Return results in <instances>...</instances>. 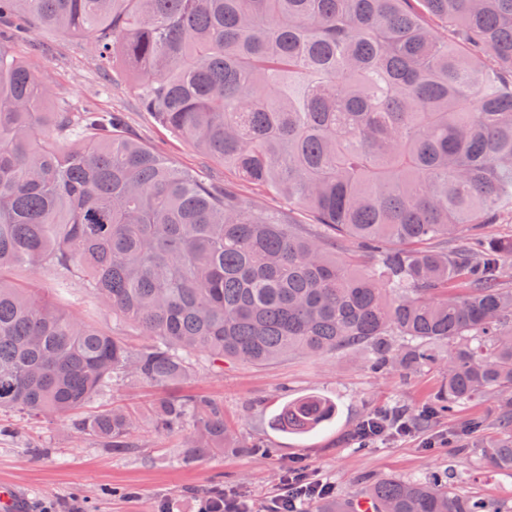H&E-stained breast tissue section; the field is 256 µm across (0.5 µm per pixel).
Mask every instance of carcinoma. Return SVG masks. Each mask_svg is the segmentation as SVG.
Here are the masks:
<instances>
[{"label": "carcinoma", "instance_id": "cac0c4a2", "mask_svg": "<svg viewBox=\"0 0 512 512\" xmlns=\"http://www.w3.org/2000/svg\"><path fill=\"white\" fill-rule=\"evenodd\" d=\"M25 30L91 39L142 106L327 234L247 203L118 133L91 109L44 111V79L0 46V411L65 416L130 374L185 382L193 358L265 365L348 356L416 368L448 346L436 411L496 403L500 435L460 448L512 471V237L462 236L512 215V0H0ZM339 237L368 258L336 256ZM15 266L84 276L150 338L136 353L62 312ZM318 394L287 402L284 433L329 423ZM182 462L260 448L224 406L162 398L154 425ZM121 454L135 420L77 423ZM376 512H512L441 477L382 478ZM333 494L307 512H352Z\"/></svg>", "mask_w": 512, "mask_h": 512}]
</instances>
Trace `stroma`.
<instances>
[{
	"instance_id": "1",
	"label": "stroma",
	"mask_w": 512,
	"mask_h": 512,
	"mask_svg": "<svg viewBox=\"0 0 512 512\" xmlns=\"http://www.w3.org/2000/svg\"><path fill=\"white\" fill-rule=\"evenodd\" d=\"M0 46L48 81L47 111H58L66 103L121 113L126 132L177 165L212 183L238 185L246 199L267 208L286 209L282 198L240 183L234 170L158 124L142 108L122 69L102 73L89 38L48 30L27 39L5 33ZM12 276L22 284L36 283L74 317L118 336L130 352L149 343L148 337L116 319L82 281L60 292L55 272L18 266ZM443 379L440 363L408 371L377 369L363 351L343 358L293 356L262 366L228 363L220 369L202 359L193 377L181 385L122 378L113 383L109 396L87 405L90 413L113 404L139 413L134 447L121 455L77 433L72 418L1 414L5 433L0 436V483L16 487L20 512H36L42 502L55 503L56 512H160L165 504L171 512H196L203 494L214 488L266 501L288 467L302 466L310 478L331 481L341 495L358 493L385 476L439 473L496 505L512 507V472L492 470L466 457L451 438L470 421L476 424L473 437L495 438L499 428L492 403L461 404L453 412L436 414L409 436L387 435L366 445L355 440L357 427L371 413L398 409L409 416L432 407ZM189 393L222 402L224 417L237 435L270 447V454L210 451L195 464L182 465V434L158 431L150 413L160 398ZM311 393L336 403L334 420L304 435L278 431L272 421L282 407Z\"/></svg>"
}]
</instances>
